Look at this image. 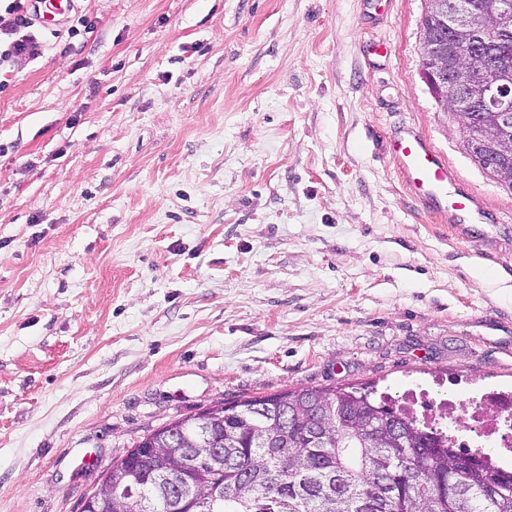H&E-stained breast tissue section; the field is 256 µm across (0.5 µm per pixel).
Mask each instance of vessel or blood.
Masks as SVG:
<instances>
[{"mask_svg":"<svg viewBox=\"0 0 512 512\" xmlns=\"http://www.w3.org/2000/svg\"><path fill=\"white\" fill-rule=\"evenodd\" d=\"M41 26L57 25L76 0H41ZM386 148L399 165L410 193L428 210L460 224L482 215L478 197L458 184L445 158L432 143L412 128L403 127L389 137Z\"/></svg>","mask_w":512,"mask_h":512,"instance_id":"1","label":"vessel or blood"}]
</instances>
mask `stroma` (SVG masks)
I'll list each match as a JSON object with an SVG mask.
<instances>
[{
  "instance_id": "1",
  "label": "stroma",
  "mask_w": 512,
  "mask_h": 512,
  "mask_svg": "<svg viewBox=\"0 0 512 512\" xmlns=\"http://www.w3.org/2000/svg\"><path fill=\"white\" fill-rule=\"evenodd\" d=\"M424 7L77 0L0 64V512H81L240 396L512 389V189L421 79ZM402 124L500 223L414 202ZM157 448H151L153 445L152 440L145 437L141 441L137 443L139 448H133L132 454L128 456L125 462H128L130 459H141V460H150L151 462L159 465V466H170L171 457L169 456V446L165 440V437L158 436L156 438Z\"/></svg>"
}]
</instances>
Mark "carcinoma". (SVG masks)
<instances>
[{
  "label": "carcinoma",
  "instance_id": "obj_1",
  "mask_svg": "<svg viewBox=\"0 0 512 512\" xmlns=\"http://www.w3.org/2000/svg\"><path fill=\"white\" fill-rule=\"evenodd\" d=\"M480 19L507 0H469ZM486 75H512V33L487 47ZM511 129L497 112H483L462 141L467 149L473 142H488ZM348 387H305L284 395L300 403V411L312 404L328 434L320 448H312L303 436L305 423L279 424L270 416L230 423L216 418L212 437L224 449L202 471L176 475L167 482L150 478V468L136 470L112 465V478L129 481L131 475L143 480L148 496L164 500L166 484L186 483L205 502L204 512H512V487L504 478L512 471L490 457L476 464L455 466L459 448L447 435L428 430L396 407L385 394ZM400 424V436L372 438L368 429L379 432L387 420ZM274 437L288 448L279 457L257 447ZM430 448L426 458L420 450ZM393 474L387 487L376 474Z\"/></svg>",
  "mask_w": 512,
  "mask_h": 512
}]
</instances>
